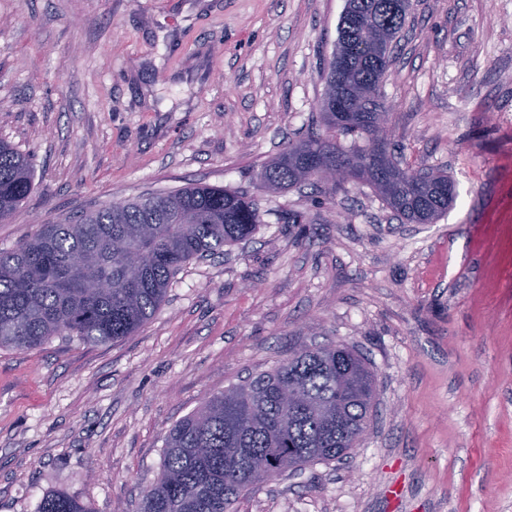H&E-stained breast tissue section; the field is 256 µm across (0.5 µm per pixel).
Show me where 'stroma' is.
Returning <instances> with one entry per match:
<instances>
[{"label": "stroma", "instance_id": "obj_1", "mask_svg": "<svg viewBox=\"0 0 512 512\" xmlns=\"http://www.w3.org/2000/svg\"><path fill=\"white\" fill-rule=\"evenodd\" d=\"M345 4L0 0V139L34 171L1 252L191 183L261 213L254 236L184 266L135 336L0 348V512L50 491L137 512L177 420L327 342L375 374L369 431L236 512H512V0H413L382 83L399 159L454 183L433 224L397 220L360 181L256 184L318 125Z\"/></svg>", "mask_w": 512, "mask_h": 512}]
</instances>
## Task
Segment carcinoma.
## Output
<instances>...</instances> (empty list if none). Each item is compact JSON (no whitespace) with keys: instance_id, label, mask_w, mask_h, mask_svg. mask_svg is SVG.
Masks as SVG:
<instances>
[{"instance_id":"carcinoma-1","label":"carcinoma","mask_w":512,"mask_h":512,"mask_svg":"<svg viewBox=\"0 0 512 512\" xmlns=\"http://www.w3.org/2000/svg\"><path fill=\"white\" fill-rule=\"evenodd\" d=\"M408 12L402 0H347L326 67L324 134L288 145L261 173L268 189L317 181L305 172L313 148L368 183L395 216L432 224L454 201L441 170L402 165L377 125L386 109L388 71L375 46L396 45ZM350 139L340 143L338 137ZM33 188L29 156L0 140V220ZM260 224L243 191L192 185L114 202L73 224H41L12 252H0V347L32 351L51 336L105 343L135 335L163 303L172 278L194 259L220 254ZM375 375L345 345L290 355L225 389L168 431L161 470L141 492L140 512H233L246 491L289 469L350 453L367 431ZM38 512H92L66 494L44 497Z\"/></svg>"}]
</instances>
